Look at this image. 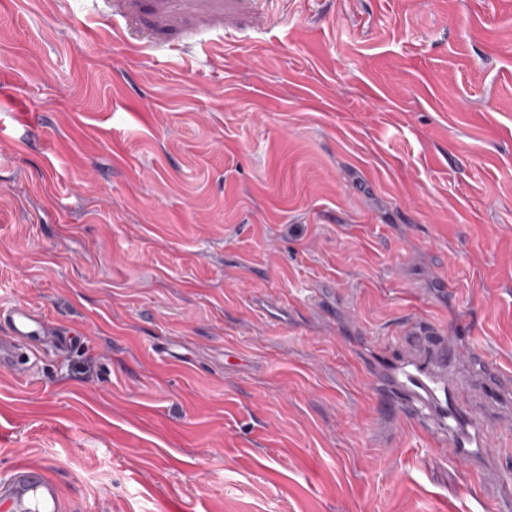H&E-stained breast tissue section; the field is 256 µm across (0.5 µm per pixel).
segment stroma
I'll use <instances>...</instances> for the list:
<instances>
[{"instance_id":"35a3bbf8","label":"stroma","mask_w":512,"mask_h":512,"mask_svg":"<svg viewBox=\"0 0 512 512\" xmlns=\"http://www.w3.org/2000/svg\"><path fill=\"white\" fill-rule=\"evenodd\" d=\"M0 477L63 512H512L386 411L512 368V0H0ZM0 323L7 325V336L0 338V369L23 375L28 369L26 345L46 332L45 319L23 303L0 309ZM0 510L3 512H61L57 484L39 472L17 466L0 480Z\"/></svg>"}]
</instances>
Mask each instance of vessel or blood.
Masks as SVG:
<instances>
[{
	"label": "vessel or blood",
	"mask_w": 512,
	"mask_h": 512,
	"mask_svg": "<svg viewBox=\"0 0 512 512\" xmlns=\"http://www.w3.org/2000/svg\"><path fill=\"white\" fill-rule=\"evenodd\" d=\"M0 323L7 326L6 336L0 338V369L24 374L29 362L26 346L44 336L46 321L29 306L15 303L0 309ZM387 379L398 412L429 433L437 446L460 454L489 444L490 429L465 408L458 383L416 360L390 366ZM0 512H62L59 488L39 472L16 467L0 479Z\"/></svg>",
	"instance_id": "b4317fda"
}]
</instances>
